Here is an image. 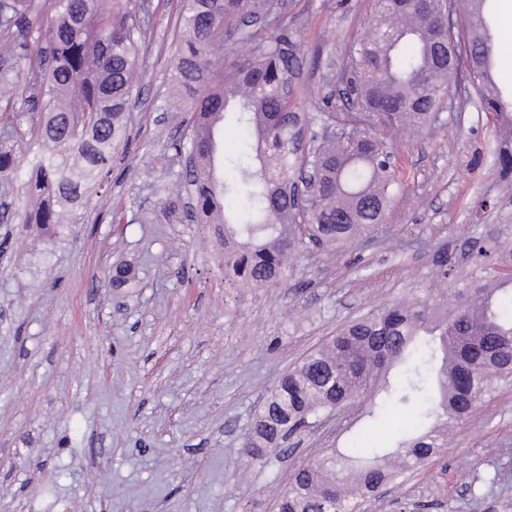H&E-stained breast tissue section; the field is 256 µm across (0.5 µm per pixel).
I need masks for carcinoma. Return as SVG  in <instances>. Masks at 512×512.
Here are the masks:
<instances>
[{
  "label": "carcinoma",
  "instance_id": "obj_1",
  "mask_svg": "<svg viewBox=\"0 0 512 512\" xmlns=\"http://www.w3.org/2000/svg\"><path fill=\"white\" fill-rule=\"evenodd\" d=\"M181 45L173 81L194 110L172 148L190 156L183 171L197 222L224 225L234 256L224 280L279 285L311 247L334 251L372 232L401 185L385 134L431 121L457 76L448 46L471 58L469 83L495 134L491 173L512 182V90L492 66L502 46L481 36L471 14L441 37V0H406L379 9L346 52L338 81L361 75L362 112H295L283 97L294 75L288 22L272 0H180ZM134 0H0V35L15 42L0 85L33 95L12 103L0 125V181L17 175L15 135L30 124L22 158L26 200L18 223H62L112 171L129 140L133 75L144 49ZM273 25L250 58L230 70L217 61L226 41H248L247 23ZM254 139L258 164L234 163L221 177L217 129L227 112ZM320 125L313 144L299 129ZM320 179L298 208L297 174ZM432 280L400 303L360 315L307 352L267 391L243 444L260 468L284 454L285 439L357 401L378 421L396 407L412 425L392 448H368L358 435L299 468L275 512H363L367 499L443 447L442 431L466 421L498 383H512V224H472L459 248L433 255Z\"/></svg>",
  "mask_w": 512,
  "mask_h": 512
}]
</instances>
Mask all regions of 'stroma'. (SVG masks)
<instances>
[{
  "mask_svg": "<svg viewBox=\"0 0 512 512\" xmlns=\"http://www.w3.org/2000/svg\"><path fill=\"white\" fill-rule=\"evenodd\" d=\"M130 140L104 189L42 232L0 222V512H273L289 473L356 432L388 447L410 413L367 423L350 407L254 466L243 432L263 396L352 318L427 280L433 251L483 221L512 223L489 171L494 135L466 70L439 124L391 134L402 186L374 237L299 257L287 283L230 288L216 227L171 210L182 164L171 148L190 101L170 94L177 0H148ZM299 68L295 103L331 83L371 0H281ZM130 269L112 288L115 262ZM512 498V384L499 385L448 445L365 512H488Z\"/></svg>",
  "mask_w": 512,
  "mask_h": 512,
  "instance_id": "stroma-1",
  "label": "stroma"
}]
</instances>
